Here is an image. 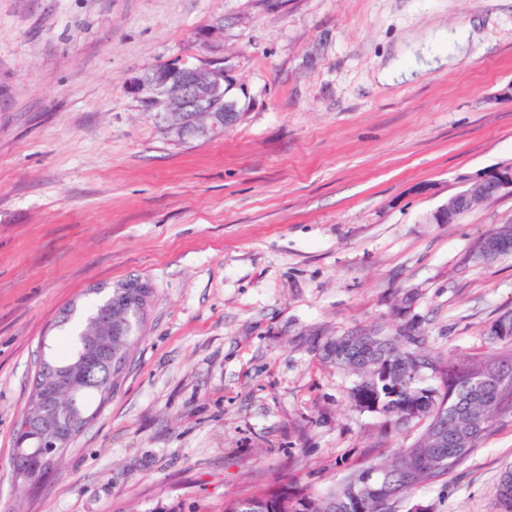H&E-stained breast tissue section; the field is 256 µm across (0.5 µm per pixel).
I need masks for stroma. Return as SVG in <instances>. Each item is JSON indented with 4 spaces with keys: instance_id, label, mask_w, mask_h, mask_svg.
Here are the masks:
<instances>
[{
    "instance_id": "35a3bbf8",
    "label": "stroma",
    "mask_w": 512,
    "mask_h": 512,
    "mask_svg": "<svg viewBox=\"0 0 512 512\" xmlns=\"http://www.w3.org/2000/svg\"><path fill=\"white\" fill-rule=\"evenodd\" d=\"M213 28L241 116L180 141L130 83ZM510 165L512 0H0V512H224L392 458L420 427L353 408L316 347L409 323L460 365L505 355L512 255L475 248L512 196L432 216ZM137 278L117 387L27 490L42 337ZM510 467L512 414L390 512H500ZM34 415V401L31 400L28 410L22 415L21 419L17 421L15 448L21 453V456L15 457V473L30 474L35 481V485L43 479L51 468L53 459L43 454L35 452V448H30L33 445V440L30 437V430L25 431L22 427V419L27 415Z\"/></svg>"
}]
</instances>
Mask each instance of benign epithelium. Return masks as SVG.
<instances>
[{
	"instance_id": "7a95c632",
	"label": "benign epithelium",
	"mask_w": 512,
	"mask_h": 512,
	"mask_svg": "<svg viewBox=\"0 0 512 512\" xmlns=\"http://www.w3.org/2000/svg\"><path fill=\"white\" fill-rule=\"evenodd\" d=\"M132 90L146 111L155 113L165 131L179 140L217 135L224 131V127L237 121L238 104L227 97L222 57L176 59L149 74L138 76L132 83ZM502 195H512V166L469 180L462 191L448 198V202L437 210V223L452 224L460 210ZM511 244L512 224H502L480 239L476 253L483 260H493ZM376 338L377 333L362 330H355L346 337V340L363 347L365 358L369 359L371 374L367 377V385L371 387L379 386V382L389 377L388 365L392 358V354L377 346ZM76 393V389H68L67 396L72 401L66 411L60 409L55 396L49 401L38 398V417L28 421V427L48 428V433L40 437L43 450L52 453L65 447L72 438L79 422L74 413ZM370 412L387 419L396 415L405 424L426 421V417L418 413H396L385 409L379 402L372 406ZM352 488L368 500L381 504L391 500L387 485L379 483L374 472L369 470H361L352 476Z\"/></svg>"
}]
</instances>
